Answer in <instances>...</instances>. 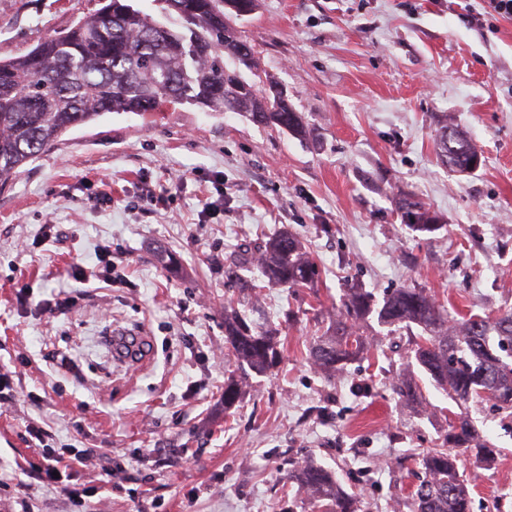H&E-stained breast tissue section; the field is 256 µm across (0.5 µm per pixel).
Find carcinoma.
Returning a JSON list of instances; mask_svg holds the SVG:
<instances>
[{"label":"carcinoma","instance_id":"cac0c4a2","mask_svg":"<svg viewBox=\"0 0 512 512\" xmlns=\"http://www.w3.org/2000/svg\"><path fill=\"white\" fill-rule=\"evenodd\" d=\"M160 16L138 9L132 0H103L95 12L45 38L28 53L0 58V180L54 146L71 128L110 113L149 112L163 100H177L206 112H243L261 125H274L295 136L306 126L288 101L258 92L255 62L231 66L241 40L227 22L224 0H152ZM253 73L245 77L243 70ZM439 155L465 171L476 151L470 142L442 126ZM411 228L431 232L436 216L417 201L398 202ZM253 266L260 277L285 288H309L319 269L288 232L269 239L255 253L238 251L224 262V279L246 290L242 272ZM379 322L402 325L414 334L412 350L420 369L460 402L488 399L512 409V311L492 318L473 315L453 329L447 313L422 288H400L377 302L353 288L343 301L333 336L312 348L323 371L352 361L363 347L361 324L372 313ZM224 347L241 376L224 380V411L241 400L242 381L265 375L280 360L274 336L246 314L224 320ZM475 429L465 412L450 425L446 447L419 454L423 476L411 493V512H471L470 493L457 466L454 448L475 445ZM290 487L311 493L324 512H355V499L335 473L320 464L288 473Z\"/></svg>","mask_w":512,"mask_h":512}]
</instances>
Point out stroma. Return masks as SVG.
<instances>
[{
    "instance_id": "obj_1",
    "label": "stroma",
    "mask_w": 512,
    "mask_h": 512,
    "mask_svg": "<svg viewBox=\"0 0 512 512\" xmlns=\"http://www.w3.org/2000/svg\"><path fill=\"white\" fill-rule=\"evenodd\" d=\"M476 2L258 0L236 28L305 137L169 100L71 129L0 187V512H84L32 477V422L49 447L97 449L74 476L93 512H318L283 487L302 459L335 471L365 512H409L417 452L440 446L463 411L496 450L489 463L457 451L472 512H512L511 411L455 402L420 371L407 333L373 315L366 352L344 370L325 376L309 357L354 286L379 299L425 289L454 323L512 308V19L478 18ZM99 7L0 0V58ZM442 115L480 154L476 170L439 158ZM403 197L439 229L404 224ZM284 228L318 265L316 288L225 281L226 256ZM102 244L122 281H76L73 263L94 266ZM64 297L65 312L43 310ZM228 305L275 330L281 350L231 415ZM111 325L138 331L146 356L99 348ZM56 354L74 371H57ZM401 378L420 404L400 399Z\"/></svg>"
}]
</instances>
